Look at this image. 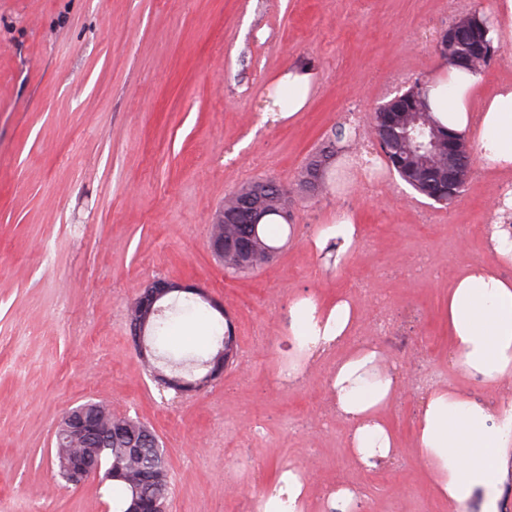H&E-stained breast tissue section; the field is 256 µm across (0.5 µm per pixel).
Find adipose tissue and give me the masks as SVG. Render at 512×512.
Instances as JSON below:
<instances>
[{
	"instance_id": "obj_1",
	"label": "adipose tissue",
	"mask_w": 512,
	"mask_h": 512,
	"mask_svg": "<svg viewBox=\"0 0 512 512\" xmlns=\"http://www.w3.org/2000/svg\"><path fill=\"white\" fill-rule=\"evenodd\" d=\"M485 80L483 71L447 65L433 81L431 112L443 126L465 133L469 145L495 174L512 172V84H502L481 108L473 96ZM487 229L491 251L512 261V196L501 199ZM360 238L351 213H337L314 241L333 246L337 259L349 256ZM291 344L306 360L344 342L358 319L351 299L333 304L301 300L291 310ZM448 333L453 361L464 373L487 384L512 378V281L484 265L465 268L448 290ZM377 346L366 344L337 362L329 396L348 422L357 464L384 466L393 455L394 437L380 417L399 389L397 377L383 365ZM421 458L440 472V494L455 512H500L504 485L512 481V399L486 407L452 389L438 388L424 400L416 422Z\"/></svg>"
}]
</instances>
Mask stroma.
I'll return each instance as SVG.
<instances>
[{
  "mask_svg": "<svg viewBox=\"0 0 512 512\" xmlns=\"http://www.w3.org/2000/svg\"><path fill=\"white\" fill-rule=\"evenodd\" d=\"M495 0H0V512H115L121 488L88 477L65 484L54 463L64 414L85 402L138 418L165 450L168 512H240L281 466L306 475L305 512H332L327 488H368L367 512H450L415 447L428 387L495 406L512 379L484 384L450 358L448 288L473 262H492L484 232L499 185L473 157L464 194L444 207L390 176L385 195L359 180L308 194L306 165L343 128V148L368 118L444 62L438 31ZM312 65L308 106L263 119L259 89ZM291 193V225L259 271L236 275L210 251L224 200L258 178ZM361 238L340 266L313 247L338 211ZM425 256L416 277L413 260ZM206 288L223 303L237 354L209 387L159 388L137 355L128 309L152 280ZM365 290L354 293L355 282ZM353 295L362 317L343 346L300 384L277 385L288 356L290 306ZM392 332L375 333L379 317ZM199 321L206 356L220 319L207 304L173 316ZM376 344L400 379L386 409L395 459L368 470L351 427L328 404L337 361Z\"/></svg>",
  "mask_w": 512,
  "mask_h": 512,
  "instance_id": "1",
  "label": "stroma"
}]
</instances>
